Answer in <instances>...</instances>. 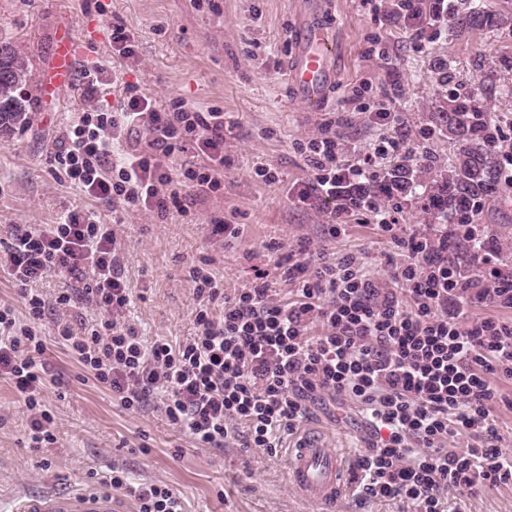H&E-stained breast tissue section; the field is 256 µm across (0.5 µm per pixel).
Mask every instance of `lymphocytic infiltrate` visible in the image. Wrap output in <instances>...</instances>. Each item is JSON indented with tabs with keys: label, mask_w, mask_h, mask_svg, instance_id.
<instances>
[{
	"label": "lymphocytic infiltrate",
	"mask_w": 512,
	"mask_h": 512,
	"mask_svg": "<svg viewBox=\"0 0 512 512\" xmlns=\"http://www.w3.org/2000/svg\"><path fill=\"white\" fill-rule=\"evenodd\" d=\"M81 85L88 108L62 130L51 164L99 208L163 219L181 196L204 202L223 193V112L180 98L156 108L139 83L102 63L83 72ZM112 88L114 102L107 98ZM296 148L313 178L291 195L302 204L316 201L327 242L340 237L346 215L370 208L343 196L342 184L373 177L377 159L407 151L385 135L352 164L347 146L327 129ZM189 151L195 161L171 170L169 158ZM372 210L378 229L408 255L391 283L352 254L333 257L302 241L289 250L282 272L296 293L275 303L266 273L229 294L204 259L189 272L199 306L195 334L184 343L144 342L126 323L132 291L114 227L96 212L71 210L58 223L15 230L0 241V274L18 286L26 317L0 305V379L28 412L32 448L57 440L44 400L46 303L35 284L58 272L74 276L78 286L57 303L82 300L102 317L78 332L56 325L52 338L113 402L132 412L156 403L197 447L240 438L245 447L272 453L299 433L312 407L348 402L371 431L350 474L357 493L441 512L448 491L473 496L512 486V461L500 454L495 415L499 405L512 404L497 386L512 380V270L498 266L493 245L478 253L479 269H469L448 251L454 229L401 234L391 211ZM475 304L499 313L471 317ZM461 435L470 445L453 449ZM109 485L127 490L138 512H183L167 486L131 485L121 470Z\"/></svg>",
	"instance_id": "obj_1"
}]
</instances>
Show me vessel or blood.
<instances>
[{
    "label": "vessel or blood",
    "mask_w": 512,
    "mask_h": 512,
    "mask_svg": "<svg viewBox=\"0 0 512 512\" xmlns=\"http://www.w3.org/2000/svg\"><path fill=\"white\" fill-rule=\"evenodd\" d=\"M317 0H307L296 19L292 50L286 63L288 82L306 107L320 108L336 82L338 43L329 28L316 16ZM76 45L69 30H61L55 38L53 66L44 73V88L60 87L70 77ZM289 480L306 498L323 506H331L349 489L348 464L340 449L317 433L298 438L290 449ZM11 512H113L111 498L99 495L46 494L13 504Z\"/></svg>",
    "instance_id": "b4317fda"
}]
</instances>
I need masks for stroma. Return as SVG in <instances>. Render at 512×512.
<instances>
[{
	"label": "stroma",
	"mask_w": 512,
	"mask_h": 512,
	"mask_svg": "<svg viewBox=\"0 0 512 512\" xmlns=\"http://www.w3.org/2000/svg\"><path fill=\"white\" fill-rule=\"evenodd\" d=\"M0 0V41L28 56L40 72L53 50L52 33L68 21L77 40L72 79L66 93H42L31 83L25 124L0 137V240L20 227L56 223L64 211L90 210L93 202L57 178L50 152L59 128L76 118L87 103L80 76L94 62L110 60L128 80L139 82L157 107L181 98L205 109L220 108L231 128L224 138V193L193 205L188 215L167 218L124 211L102 212L113 224L121 249L122 274L133 293L126 313L144 339L185 341L195 333L192 314L199 300L188 270L209 256L227 292L251 286L257 271H268L276 298H288L291 284L275 269L279 254L269 243L296 245L319 240L324 217L316 206L292 203L288 189L311 180L312 171L294 148L296 139L318 133L331 123L348 149L370 152L382 134L402 139L412 158L434 156L448 163L449 148L433 132L432 112L442 109L453 92L471 94L503 130L498 145L503 181L494 197L482 201L474 216L484 240L497 243L500 262L512 264V96L503 90L500 65L512 58V25L458 32L448 15L423 27L412 39L396 25L394 0H325L324 22L339 43L336 86L315 111L295 100L285 67L298 0H208L195 8L191 0ZM121 21L134 34L136 58L112 49L107 31ZM382 43L386 57L371 55ZM396 112L391 126L375 124L373 112ZM259 164L275 167L280 182L257 178ZM433 175L422 171L416 193L376 199L394 208L405 231L439 227L442 217L427 211ZM244 225L230 245L208 240L204 227L215 213ZM335 253H355L380 280L392 268L393 246L370 213L349 217L342 235L327 245ZM75 279L48 274L36 287L50 299L46 326L80 328L99 319L86 306H59L57 292L76 287ZM47 366L46 406L57 423L53 447L30 448L27 412L12 386L0 380V512L19 498L46 493L111 496L116 512H137L134 497L111 488L112 470L130 482L170 487L184 512H414L411 503L362 500L346 494L332 510L308 502L288 481V448L267 453L244 448H197L176 431L154 406L132 413L111 396L54 340L42 356ZM305 429L325 434L347 460L363 451L369 431L349 406L313 408ZM446 512H512V486L485 490L473 497L449 494Z\"/></svg>",
	"instance_id": "obj_1"
}]
</instances>
